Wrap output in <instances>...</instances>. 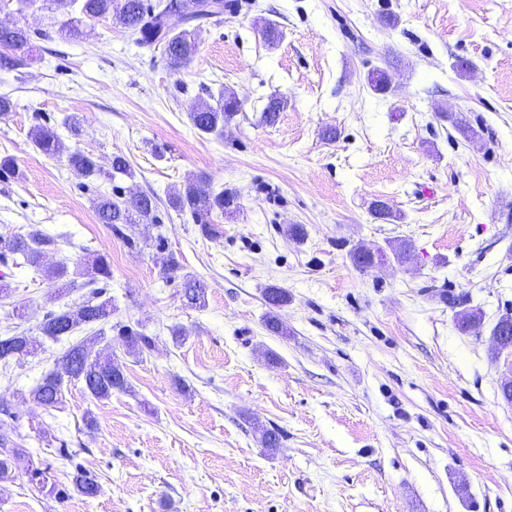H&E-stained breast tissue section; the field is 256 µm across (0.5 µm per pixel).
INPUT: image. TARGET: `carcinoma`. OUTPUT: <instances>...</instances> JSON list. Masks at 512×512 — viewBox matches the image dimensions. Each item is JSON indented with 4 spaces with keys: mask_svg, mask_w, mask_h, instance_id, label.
Listing matches in <instances>:
<instances>
[{
    "mask_svg": "<svg viewBox=\"0 0 512 512\" xmlns=\"http://www.w3.org/2000/svg\"><path fill=\"white\" fill-rule=\"evenodd\" d=\"M79 4V13L88 20H113L123 28L140 36L146 45L161 44L169 67L175 71L190 62L197 54L199 42L196 32L187 29L192 21L204 22L220 19L224 10L232 7L226 0H201L204 8L190 16H184L169 5L163 9L160 3L151 0H24L32 7L60 9ZM58 36L66 40L81 38L79 25L69 22L61 24L55 31H39L37 36L51 39ZM7 43L12 54L1 60L10 68L18 70L30 64L33 59L32 35L29 28L18 23L10 28L0 26V45ZM241 111V100L233 91L220 90L218 98L212 102L200 100L188 112L192 126L202 134H221ZM31 140L41 153L52 158H66L69 166L86 176L102 173L97 159L90 153L65 144L53 127L37 125L31 132ZM204 176H192L186 179L181 190L168 200L172 209L190 215L193 223L201 226L203 233L211 232L213 216L229 214L239 208V198L231 189L217 193L205 192L202 186ZM94 207L101 223L116 233H122L126 224L159 223L156 199L147 194L133 196L119 201L109 194H101L94 199ZM43 234L31 230L26 234L0 236V246L12 254V264L27 267L36 274H42L48 280L57 283L67 280L74 284L73 277L84 276V286L89 288L88 296L77 306L51 311L39 325L40 334L46 338L58 340L71 335L75 329L85 326L95 331V336L106 335V330H115L122 338L128 353L141 356L152 350L154 337L128 325L112 324V298L105 296L103 285L112 278L111 264L104 255H98L71 270L64 264L44 267L41 264ZM183 298L190 306L203 307L206 304L205 288L191 277L184 278ZM270 311L265 320L268 330L283 334L286 332L276 309L288 303V291L271 286L265 291ZM458 329L463 333H472L481 326L482 315L474 309H463L456 314ZM37 340L23 332L0 340V362H20L31 355ZM80 381L88 394L97 400L108 399L114 392L128 389L127 379L121 366L112 360L110 353H92L87 341L72 343L57 359L54 368L48 372L32 390V398L44 406L54 405L61 394L63 384L68 381ZM254 427L260 432L264 447L274 450L280 446V433L258 423ZM24 457L23 449L14 445L10 433H0V477L9 474L14 465ZM28 483L41 491L47 487L49 471L33 464L26 468ZM76 489L86 495L95 496L99 485L87 473L78 468L73 476Z\"/></svg>",
    "mask_w": 512,
    "mask_h": 512,
    "instance_id": "cac0c4a2",
    "label": "carcinoma"
}]
</instances>
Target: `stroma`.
Returning a JSON list of instances; mask_svg holds the SVG:
<instances>
[{"label": "stroma", "mask_w": 512, "mask_h": 512, "mask_svg": "<svg viewBox=\"0 0 512 512\" xmlns=\"http://www.w3.org/2000/svg\"><path fill=\"white\" fill-rule=\"evenodd\" d=\"M267 19L283 31L274 48L260 35ZM83 31L37 37L30 66L0 67L13 102L0 156L20 171L0 182V235L40 230L48 266L108 256L113 321L155 346L133 356L108 334L128 390L99 401L67 382L50 407L31 390L88 329L0 363L14 414L0 424L57 484L37 491L13 470L0 512H512V405L500 393L512 359L490 339L512 312V0H237L176 72L162 46L112 21ZM375 68L386 93L368 85ZM223 88L241 112L223 135L199 134L190 107ZM274 94L286 106L266 124ZM38 124L101 165L125 155L132 176H84L45 156L30 138ZM196 174L239 196L211 237L167 205ZM114 189L155 196L159 223L111 232L93 201ZM375 201L399 221L374 219ZM289 224L305 237L284 234ZM403 240L412 265L363 272L350 258ZM162 249L178 274L156 265ZM187 275L204 282L205 307L182 301ZM0 276V335H37L47 312L86 293L9 262ZM270 285L289 295L284 336L265 327ZM451 294L481 309L479 334L456 328ZM258 423L280 432L276 451ZM78 464L97 496L74 490Z\"/></svg>", "instance_id": "1"}]
</instances>
